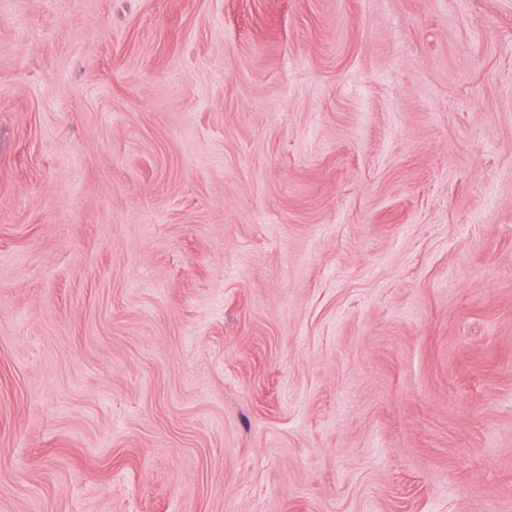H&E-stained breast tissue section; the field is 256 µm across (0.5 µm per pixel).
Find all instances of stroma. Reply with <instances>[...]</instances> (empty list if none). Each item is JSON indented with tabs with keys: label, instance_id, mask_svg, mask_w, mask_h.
I'll list each match as a JSON object with an SVG mask.
<instances>
[{
	"label": "stroma",
	"instance_id": "stroma-1",
	"mask_svg": "<svg viewBox=\"0 0 512 512\" xmlns=\"http://www.w3.org/2000/svg\"><path fill=\"white\" fill-rule=\"evenodd\" d=\"M0 512H512V0H0Z\"/></svg>",
	"mask_w": 512,
	"mask_h": 512
}]
</instances>
